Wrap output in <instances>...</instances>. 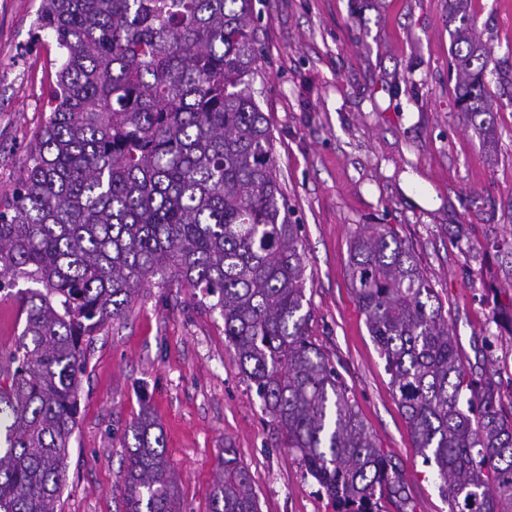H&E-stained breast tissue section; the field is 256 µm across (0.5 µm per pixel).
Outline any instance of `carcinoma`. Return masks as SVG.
<instances>
[{
	"mask_svg": "<svg viewBox=\"0 0 512 512\" xmlns=\"http://www.w3.org/2000/svg\"><path fill=\"white\" fill-rule=\"evenodd\" d=\"M254 0H40L59 49L57 87L24 174L0 201V292L23 328L0 342V512H58L85 337L122 318L148 279L209 299L284 447L334 512L405 501L401 470L309 336L301 225L277 178L251 93ZM460 114L486 144L491 60L471 0H448ZM350 284L385 359L413 447L449 512L512 507V418L498 383L467 371L434 288L385 224L354 236ZM26 278L35 288L15 290ZM126 512H181L163 429L144 407L129 429ZM209 512H260L224 449Z\"/></svg>",
	"mask_w": 512,
	"mask_h": 512,
	"instance_id": "1",
	"label": "carcinoma"
}]
</instances>
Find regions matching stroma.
Returning <instances> with one entry per match:
<instances>
[{"label": "stroma", "mask_w": 512, "mask_h": 512, "mask_svg": "<svg viewBox=\"0 0 512 512\" xmlns=\"http://www.w3.org/2000/svg\"><path fill=\"white\" fill-rule=\"evenodd\" d=\"M40 0H0V197L10 196L49 109L59 51L36 29ZM492 62L512 65V0H472ZM254 98L299 224L309 334L403 474L406 512H448L350 287L351 239L385 224L437 291L465 367L494 373L512 411V85L486 73L496 139L456 106L448 0H257ZM60 512H125V431L149 402L182 512H208L218 459L236 449L261 512H333L283 448L219 313L189 289L145 284L86 344Z\"/></svg>", "instance_id": "35a3bbf8"}]
</instances>
